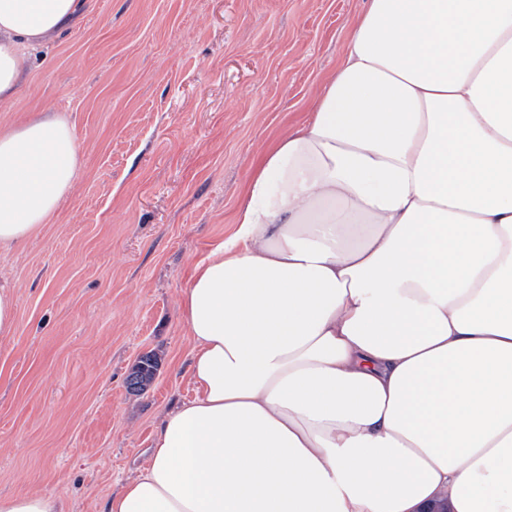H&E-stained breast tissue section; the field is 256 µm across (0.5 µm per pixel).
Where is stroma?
I'll use <instances>...</instances> for the list:
<instances>
[{
    "label": "stroma",
    "mask_w": 512,
    "mask_h": 512,
    "mask_svg": "<svg viewBox=\"0 0 512 512\" xmlns=\"http://www.w3.org/2000/svg\"><path fill=\"white\" fill-rule=\"evenodd\" d=\"M363 0H90L32 58L0 125L53 110L80 146L40 233L0 249V495L101 512L192 396L180 299L234 229L255 159L302 120ZM161 358L130 393L140 356ZM16 325V306L13 289L0 287V335H11Z\"/></svg>",
    "instance_id": "stroma-1"
}]
</instances>
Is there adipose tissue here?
I'll return each instance as SVG.
<instances>
[{
  "label": "adipose tissue",
  "instance_id": "adipose-tissue-1",
  "mask_svg": "<svg viewBox=\"0 0 512 512\" xmlns=\"http://www.w3.org/2000/svg\"><path fill=\"white\" fill-rule=\"evenodd\" d=\"M88 0H0V108ZM0 127V247L77 176ZM180 301L191 399L103 512H512V0H365Z\"/></svg>",
  "mask_w": 512,
  "mask_h": 512
}]
</instances>
